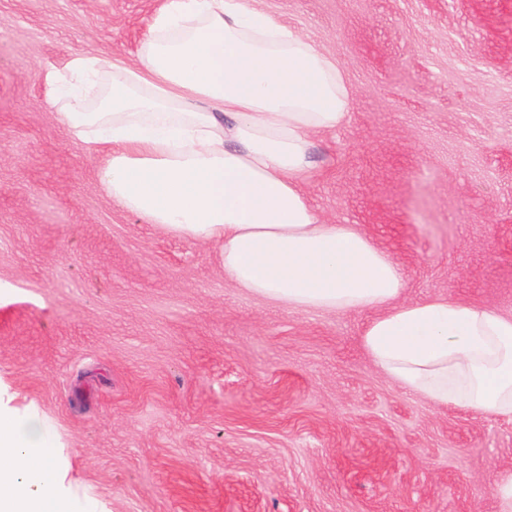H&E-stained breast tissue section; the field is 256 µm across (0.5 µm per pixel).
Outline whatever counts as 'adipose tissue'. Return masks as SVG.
<instances>
[{
    "label": "adipose tissue",
    "instance_id": "ef3b65f1",
    "mask_svg": "<svg viewBox=\"0 0 512 512\" xmlns=\"http://www.w3.org/2000/svg\"><path fill=\"white\" fill-rule=\"evenodd\" d=\"M46 69L101 189L160 231L215 246L231 283L296 310L372 311L368 358L434 405L512 416V316L451 297L405 302L398 263L326 222L305 184L313 135L349 119L339 60L248 0H165L134 63ZM100 84L92 102L84 91ZM31 423L0 418V512H61Z\"/></svg>",
    "mask_w": 512,
    "mask_h": 512
}]
</instances>
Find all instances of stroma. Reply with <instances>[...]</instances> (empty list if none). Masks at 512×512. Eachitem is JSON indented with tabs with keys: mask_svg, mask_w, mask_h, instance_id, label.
<instances>
[{
	"mask_svg": "<svg viewBox=\"0 0 512 512\" xmlns=\"http://www.w3.org/2000/svg\"><path fill=\"white\" fill-rule=\"evenodd\" d=\"M164 0H0V416L36 424L67 512H498L512 417L435 407L368 313L233 287L212 246L99 188L46 67L133 59ZM342 64L351 117L306 190L403 297L512 314V0H255Z\"/></svg>",
	"mask_w": 512,
	"mask_h": 512,
	"instance_id": "stroma-1",
	"label": "stroma"
}]
</instances>
